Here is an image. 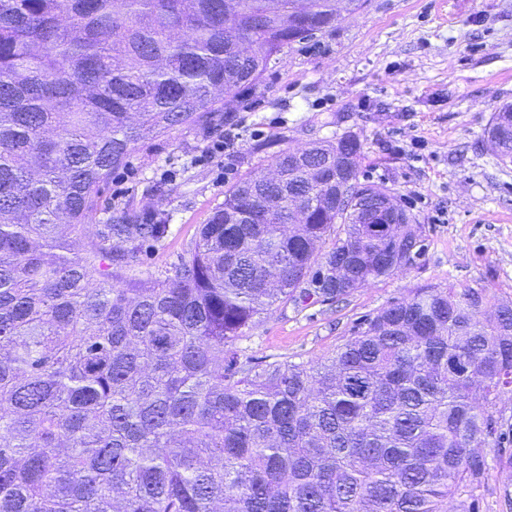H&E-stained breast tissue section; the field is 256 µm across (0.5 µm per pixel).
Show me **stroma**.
I'll list each match as a JSON object with an SVG mask.
<instances>
[{
	"mask_svg": "<svg viewBox=\"0 0 512 512\" xmlns=\"http://www.w3.org/2000/svg\"><path fill=\"white\" fill-rule=\"evenodd\" d=\"M228 103L206 127L140 142L101 189L94 224L129 210L148 224L165 218L168 236L145 270L177 263L229 186L336 132L358 137L360 181L389 189L427 245L341 302L265 315L247 331L249 355L320 359L358 318L430 283L512 299V165L486 135L493 113L512 104V0H363L286 47L256 90ZM476 495L479 512H512V457L493 463Z\"/></svg>",
	"mask_w": 512,
	"mask_h": 512,
	"instance_id": "1",
	"label": "stroma"
}]
</instances>
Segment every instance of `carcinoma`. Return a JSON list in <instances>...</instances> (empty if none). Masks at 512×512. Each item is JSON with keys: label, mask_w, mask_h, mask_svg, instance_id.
<instances>
[{"label": "carcinoma", "mask_w": 512, "mask_h": 512, "mask_svg": "<svg viewBox=\"0 0 512 512\" xmlns=\"http://www.w3.org/2000/svg\"><path fill=\"white\" fill-rule=\"evenodd\" d=\"M330 0H0V512H448L512 443V300L430 284L317 361L240 343L425 249L362 224L342 134L253 172L171 268L167 224L92 223L142 139L202 126ZM488 137L512 164V105Z\"/></svg>", "instance_id": "cac0c4a2"}]
</instances>
